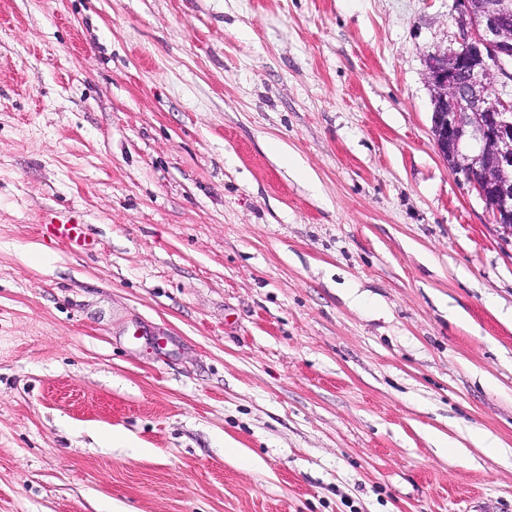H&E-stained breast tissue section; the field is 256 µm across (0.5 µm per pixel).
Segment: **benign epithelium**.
Instances as JSON below:
<instances>
[{"label": "benign epithelium", "instance_id": "7a95c632", "mask_svg": "<svg viewBox=\"0 0 512 512\" xmlns=\"http://www.w3.org/2000/svg\"><path fill=\"white\" fill-rule=\"evenodd\" d=\"M459 47L424 55L431 132L454 174L512 236V0H455Z\"/></svg>", "mask_w": 512, "mask_h": 512}]
</instances>
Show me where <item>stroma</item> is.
Segmentation results:
<instances>
[{
  "label": "stroma",
  "mask_w": 512,
  "mask_h": 512,
  "mask_svg": "<svg viewBox=\"0 0 512 512\" xmlns=\"http://www.w3.org/2000/svg\"><path fill=\"white\" fill-rule=\"evenodd\" d=\"M458 34L454 0H0V512L512 506L472 438L512 449V242L431 133ZM86 224H81L74 218L64 220L49 219L41 225L40 233L48 235L50 240L64 245L70 250L86 253L91 250L92 243L86 232Z\"/></svg>",
  "instance_id": "35a3bbf8"
}]
</instances>
